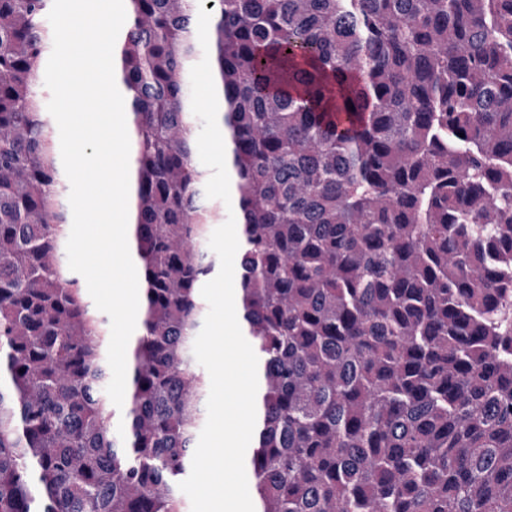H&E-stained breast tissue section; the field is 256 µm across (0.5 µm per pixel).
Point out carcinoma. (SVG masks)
Listing matches in <instances>:
<instances>
[{
    "label": "carcinoma",
    "mask_w": 512,
    "mask_h": 512,
    "mask_svg": "<svg viewBox=\"0 0 512 512\" xmlns=\"http://www.w3.org/2000/svg\"><path fill=\"white\" fill-rule=\"evenodd\" d=\"M52 4L0 0V512H184L226 218L194 148L201 6L258 358L255 512H512V0H127L142 307L120 410L109 320L65 260Z\"/></svg>",
    "instance_id": "1"
}]
</instances>
